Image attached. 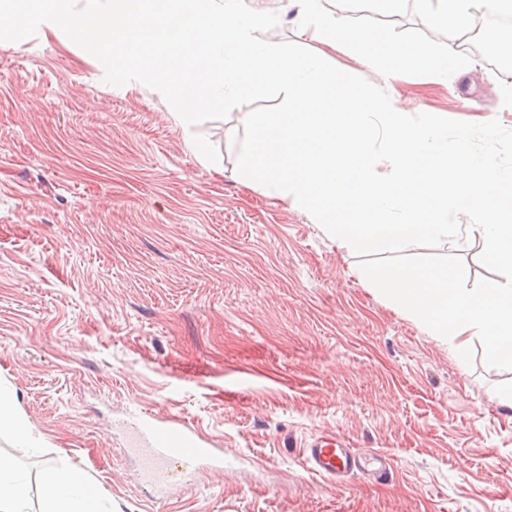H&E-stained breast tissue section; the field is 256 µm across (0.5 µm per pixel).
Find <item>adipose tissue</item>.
<instances>
[{
  "label": "adipose tissue",
  "mask_w": 512,
  "mask_h": 512,
  "mask_svg": "<svg viewBox=\"0 0 512 512\" xmlns=\"http://www.w3.org/2000/svg\"><path fill=\"white\" fill-rule=\"evenodd\" d=\"M416 7L432 15L439 23L454 29L469 28L473 6L512 12V0H414ZM0 434L10 435L16 446L36 454L41 440L36 437L20 414L12 392L0 387ZM41 483L49 512H102L97 493L90 488L74 468L51 465L43 474Z\"/></svg>",
  "instance_id": "obj_1"
}]
</instances>
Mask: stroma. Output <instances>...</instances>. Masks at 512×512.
<instances>
[{
	"label": "stroma",
	"instance_id": "obj_1",
	"mask_svg": "<svg viewBox=\"0 0 512 512\" xmlns=\"http://www.w3.org/2000/svg\"><path fill=\"white\" fill-rule=\"evenodd\" d=\"M253 6L280 16L264 40L384 85L301 35L297 6ZM394 24L472 56L456 79L399 76V108L512 130V69L421 11ZM103 76L73 43L0 48V383L44 446L0 437L25 512H45L53 461L80 469L106 512H512V369L489 366L475 336L460 363L306 211L242 185L232 136L247 107L188 133L155 90ZM138 409L193 424L223 470L155 498L127 446ZM322 431L386 451L393 476L308 471Z\"/></svg>",
	"mask_w": 512,
	"mask_h": 512
}]
</instances>
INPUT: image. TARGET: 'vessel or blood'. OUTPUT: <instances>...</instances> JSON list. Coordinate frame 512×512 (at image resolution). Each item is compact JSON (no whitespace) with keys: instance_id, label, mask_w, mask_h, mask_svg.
<instances>
[{"instance_id":"vessel-or-blood-1","label":"vessel or blood","mask_w":512,"mask_h":512,"mask_svg":"<svg viewBox=\"0 0 512 512\" xmlns=\"http://www.w3.org/2000/svg\"><path fill=\"white\" fill-rule=\"evenodd\" d=\"M140 459V476L155 497H168L173 485L187 484L205 465L223 467L224 457L211 448L194 426L170 418L140 416L138 435L130 444ZM306 467L328 479L363 473L375 480L387 479L391 462L379 450L359 452L336 435L314 437L304 450Z\"/></svg>"}]
</instances>
